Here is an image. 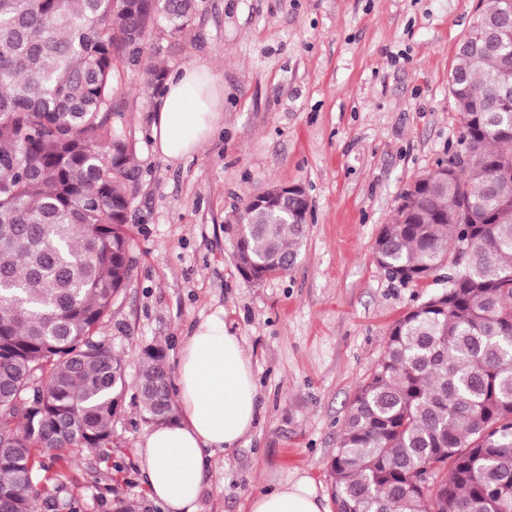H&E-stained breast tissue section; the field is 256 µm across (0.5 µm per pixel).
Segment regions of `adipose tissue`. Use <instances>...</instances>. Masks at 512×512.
I'll list each match as a JSON object with an SVG mask.
<instances>
[{
	"label": "adipose tissue",
	"instance_id": "1",
	"mask_svg": "<svg viewBox=\"0 0 512 512\" xmlns=\"http://www.w3.org/2000/svg\"><path fill=\"white\" fill-rule=\"evenodd\" d=\"M220 89L208 65L171 75L158 99L151 128L154 149L169 163L191 158L222 120ZM180 413L144 435L140 465L152 498L167 512H196L206 451L237 447L254 426L257 392L252 363L223 313L202 320L178 360ZM250 512H327L307 477L256 495Z\"/></svg>",
	"mask_w": 512,
	"mask_h": 512
}]
</instances>
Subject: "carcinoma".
I'll list each match as a JSON object with an SVG mask.
<instances>
[{
	"label": "carcinoma",
	"mask_w": 512,
	"mask_h": 512,
	"mask_svg": "<svg viewBox=\"0 0 512 512\" xmlns=\"http://www.w3.org/2000/svg\"><path fill=\"white\" fill-rule=\"evenodd\" d=\"M191 0H0V512H37L74 452L112 459L127 385L99 340L130 276L128 144L112 127L122 75L159 18ZM457 52L463 118L448 177L418 182L376 239L403 284L461 264L393 325L330 463L336 512H512V0H485ZM293 200L250 203L228 229L239 271L288 272L305 233ZM471 238L476 246L460 253ZM143 419L175 413L160 348L142 351Z\"/></svg>",
	"instance_id": "cac0c4a2"
}]
</instances>
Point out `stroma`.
I'll use <instances>...</instances> for the list:
<instances>
[{
    "mask_svg": "<svg viewBox=\"0 0 512 512\" xmlns=\"http://www.w3.org/2000/svg\"><path fill=\"white\" fill-rule=\"evenodd\" d=\"M480 0H195L177 35L150 34L143 67L172 74L205 63L224 87V119L193 158L153 148L154 99L138 80L112 97L129 145L128 287L100 338L129 385L112 421L113 461L88 452L63 466L60 499L77 512H163L138 461L148 431L133 383L142 350L162 346L176 370L182 341L223 312L250 356L254 428L217 453L198 512H249L252 497L299 477L330 496L329 465L359 384L375 370L395 321L448 286L447 270L401 285L373 258L400 194L447 158L462 129L448 86ZM302 185L307 235L284 275L247 282L226 227L273 183Z\"/></svg>",
    "mask_w": 512,
    "mask_h": 512,
    "instance_id": "1",
    "label": "stroma"
}]
</instances>
